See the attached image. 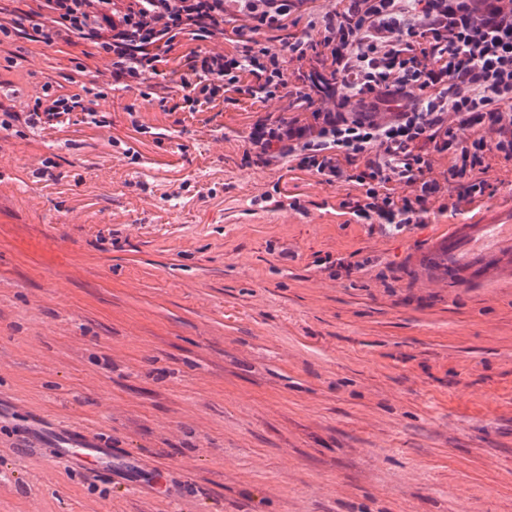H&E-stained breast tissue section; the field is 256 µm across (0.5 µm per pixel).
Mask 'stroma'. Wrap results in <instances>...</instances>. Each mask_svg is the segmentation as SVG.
Masks as SVG:
<instances>
[{
	"instance_id": "1",
	"label": "stroma",
	"mask_w": 512,
	"mask_h": 512,
	"mask_svg": "<svg viewBox=\"0 0 512 512\" xmlns=\"http://www.w3.org/2000/svg\"><path fill=\"white\" fill-rule=\"evenodd\" d=\"M176 67L161 107L88 42L0 43V111L49 82L105 118L0 132V512H512V285L421 271L451 216L372 231L245 164L267 105L184 111ZM490 165L467 216L504 222ZM72 428L131 470L34 437Z\"/></svg>"
}]
</instances>
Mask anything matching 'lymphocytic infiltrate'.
<instances>
[{
  "label": "lymphocytic infiltrate",
  "mask_w": 512,
  "mask_h": 512,
  "mask_svg": "<svg viewBox=\"0 0 512 512\" xmlns=\"http://www.w3.org/2000/svg\"><path fill=\"white\" fill-rule=\"evenodd\" d=\"M227 0H41L0 35L50 46L83 39L112 57V80L130 87L158 75L182 37V109L197 112L227 92L267 103L286 97L288 65L314 89L304 118L258 120L246 162L280 153L322 182L355 184L343 203L357 223L398 231L432 212L463 213L485 195L489 160H512V0H336L317 41L278 49L259 37L282 30L305 0H241L248 32L231 51L208 48L223 34ZM250 82H243V75ZM44 109L0 113V130L85 111L80 94L44 84ZM450 159L445 181L432 154Z\"/></svg>",
  "instance_id": "lymphocytic-infiltrate-1"
}]
</instances>
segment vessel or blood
I'll return each mask as SVG.
<instances>
[{"mask_svg":"<svg viewBox=\"0 0 512 512\" xmlns=\"http://www.w3.org/2000/svg\"><path fill=\"white\" fill-rule=\"evenodd\" d=\"M421 264L443 273L452 285L512 283V223L457 221L437 236ZM55 443L63 456H76L83 449L108 464L115 459L111 449L98 447L82 432L56 436Z\"/></svg>","mask_w":512,"mask_h":512,"instance_id":"obj_1","label":"vessel or blood"}]
</instances>
